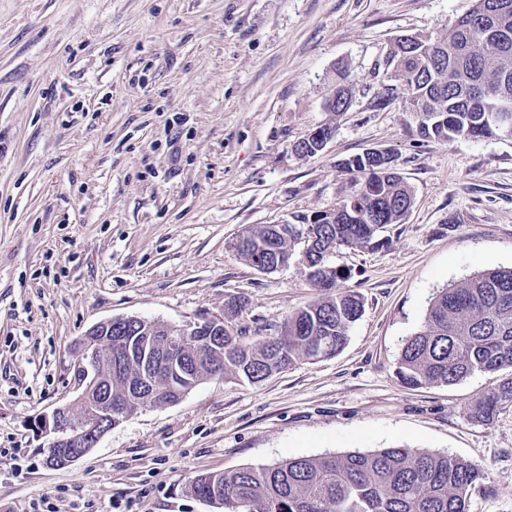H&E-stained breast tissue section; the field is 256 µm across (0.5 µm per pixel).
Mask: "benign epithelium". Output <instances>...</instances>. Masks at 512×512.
<instances>
[{"instance_id": "obj_1", "label": "benign epithelium", "mask_w": 512, "mask_h": 512, "mask_svg": "<svg viewBox=\"0 0 512 512\" xmlns=\"http://www.w3.org/2000/svg\"><path fill=\"white\" fill-rule=\"evenodd\" d=\"M118 328L124 332L134 328L135 336L112 338V331ZM187 336L196 337L199 344L208 348L222 349L224 319L211 318L163 331L148 323L138 324L136 317L115 318L92 326L79 341L85 363L81 391L68 404L56 408L36 424L40 434L49 437L45 458L61 466L75 463L126 414V403L112 400V373L104 374L99 371L100 367H110L114 361L126 363L141 359L139 374L126 382V395H138L151 387L150 372L176 369L170 356Z\"/></svg>"}]
</instances>
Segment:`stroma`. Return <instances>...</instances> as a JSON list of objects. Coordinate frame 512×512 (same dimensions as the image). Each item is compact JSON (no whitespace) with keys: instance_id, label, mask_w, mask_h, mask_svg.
Masks as SVG:
<instances>
[{"instance_id":"obj_1","label":"stroma","mask_w":512,"mask_h":512,"mask_svg":"<svg viewBox=\"0 0 512 512\" xmlns=\"http://www.w3.org/2000/svg\"><path fill=\"white\" fill-rule=\"evenodd\" d=\"M472 0H0V512H222L192 477L290 458L418 448L486 474L467 512H512V404L493 376L409 388L396 367L432 297L512 267V140L428 139L374 105L403 35L447 36ZM357 89L328 112L338 75ZM335 132L302 156L318 126ZM395 154L414 203L329 255L363 299L345 348L258 384L212 378L138 410L73 465L44 464L39 418L76 397L77 342L137 317L224 318L277 335L319 298L299 260L263 273L245 227L336 207L343 159ZM244 303L229 315L230 298Z\"/></svg>"}]
</instances>
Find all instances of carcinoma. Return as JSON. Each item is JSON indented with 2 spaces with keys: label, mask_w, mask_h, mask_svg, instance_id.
<instances>
[{
  "label": "carcinoma",
  "mask_w": 512,
  "mask_h": 512,
  "mask_svg": "<svg viewBox=\"0 0 512 512\" xmlns=\"http://www.w3.org/2000/svg\"><path fill=\"white\" fill-rule=\"evenodd\" d=\"M385 68L395 84L376 97V107L385 108L400 95L411 96L403 104L423 111L420 130L425 137L507 139L508 130L494 115L512 107V0H473L448 37L399 41ZM355 96L353 87L336 89L329 111H347ZM341 166L351 175L353 190L336 208L323 212L314 227L325 251L371 243L385 225L402 223L413 205L412 191L390 151L378 158L357 154ZM272 244L286 259L302 248L291 233L273 243L266 227L253 225L233 249L260 271L258 258ZM310 280L323 294L288 316V333L249 342L226 336L222 353L188 342L182 354L186 375L196 385L224 375L263 381L298 360L339 353L363 303L359 295L334 290L313 274ZM502 371L506 375L491 394L470 409L472 418L489 422L502 405L512 403V268L498 267L436 294L422 327L405 341L396 374L402 384L421 387ZM186 385L164 373L148 404L174 401L177 387ZM485 478L478 466L460 458L383 448L199 474L190 488L226 508L242 503L247 512H467L469 491Z\"/></svg>",
  "instance_id": "carcinoma-1"
}]
</instances>
